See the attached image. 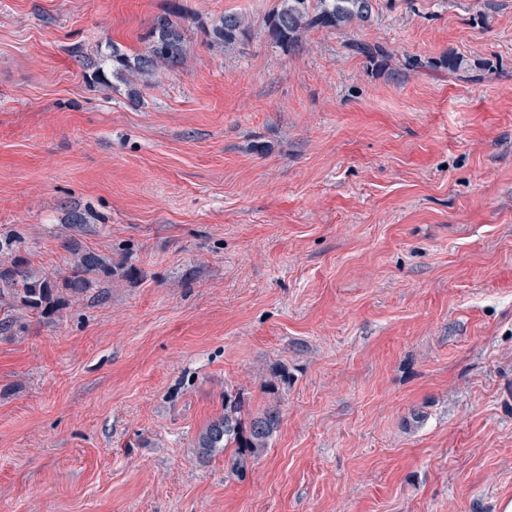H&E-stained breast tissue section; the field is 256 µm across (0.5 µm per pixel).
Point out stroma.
I'll return each instance as SVG.
<instances>
[{
	"label": "stroma",
	"mask_w": 512,
	"mask_h": 512,
	"mask_svg": "<svg viewBox=\"0 0 512 512\" xmlns=\"http://www.w3.org/2000/svg\"><path fill=\"white\" fill-rule=\"evenodd\" d=\"M276 3L0 0V233L51 286L0 334V512L512 501V0H378L294 52ZM227 11L233 47L208 36ZM164 14L183 69L138 104L87 82ZM75 241L119 263L78 298ZM228 394L282 412L242 476L196 454ZM251 27L248 17L239 12H224L213 25L211 36L213 42L233 46L237 41L250 35ZM349 49L357 57L365 59L369 63L386 62L393 58V51L383 43L365 40H353Z\"/></svg>",
	"instance_id": "35a3bbf8"
}]
</instances>
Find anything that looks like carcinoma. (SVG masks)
I'll return each mask as SVG.
<instances>
[{
    "label": "carcinoma",
    "instance_id": "1",
    "mask_svg": "<svg viewBox=\"0 0 512 512\" xmlns=\"http://www.w3.org/2000/svg\"><path fill=\"white\" fill-rule=\"evenodd\" d=\"M376 0H278L268 15L266 35L269 41L292 52L302 48L305 32L313 27L347 28L361 26L372 20ZM248 17L239 12H226L213 25L214 42L232 46L250 35ZM352 53L369 63L386 62L393 51L380 42L354 40L349 44ZM187 62L185 30L182 23L162 15L155 18L149 35L148 48L134 52L112 41L107 51L87 63L92 84L111 86L119 80L130 86L132 99L141 95V89L152 85L164 72H173ZM70 267L65 288L75 297L83 294L91 281L103 269L112 266V258L104 257L73 243L70 246ZM20 281L16 289L20 301L31 309L41 306L49 291L47 280L30 276L23 266L11 263L0 266V283ZM242 403L237 397H224V416L210 422L198 435L197 451L209 459L227 448H237L233 468L238 473L248 470L249 463L263 454L277 433L282 413L270 406L257 414L248 426L240 418Z\"/></svg>",
    "mask_w": 512,
    "mask_h": 512
}]
</instances>
